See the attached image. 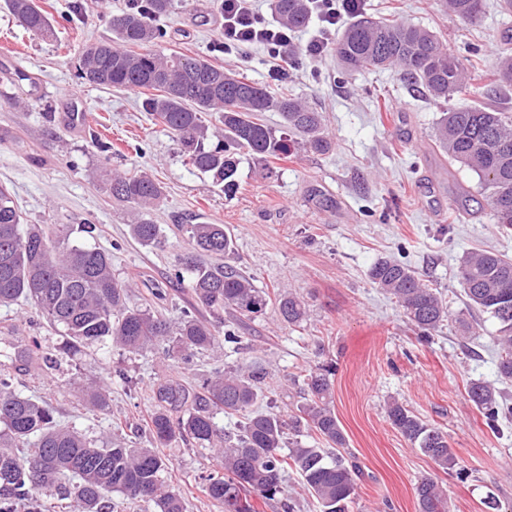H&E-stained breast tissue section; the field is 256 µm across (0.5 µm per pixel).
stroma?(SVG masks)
Here are the masks:
<instances>
[{"mask_svg": "<svg viewBox=\"0 0 512 512\" xmlns=\"http://www.w3.org/2000/svg\"><path fill=\"white\" fill-rule=\"evenodd\" d=\"M54 32L27 29L0 8V185L11 191L31 224H81L97 230L86 246L108 252L112 270L129 284L128 302L150 307L170 323L189 306L188 282H177V256L188 250L180 226L203 214L225 225L235 239L229 265L254 278L269 296L300 294L308 317L297 326L274 308L254 318L225 314L235 341L177 363L155 354L130 357L109 345L60 355L56 367L20 364L16 388L47 401L57 421L89 436L121 434L130 445L151 444L146 420L154 390L165 380L200 387L219 366L247 364L265 376L260 412L292 414L309 370L333 365V406L347 440V455L361 468L349 512H418L415 485L433 478L448 493L452 512H512V419L490 429L469 400L470 382L492 384L512 404V382L497 373L496 324L468 305L459 283L460 258L493 250L512 258V229L490 214L473 218L455 201L477 191L471 172L449 162L434 127L444 110L422 87L394 70L346 74L335 50L303 60L288 82L275 84L260 48L242 56L216 51L221 18L213 0H174L159 21L165 36L157 50L199 57L246 76L270 91L293 94L323 112L333 139L329 153L299 150L283 160L249 159L239 167L236 192L188 169L182 146L142 107L138 90L84 83L78 76L84 44L112 35V16L127 0H43ZM367 16H387L434 34L471 71V101L512 108V90L488 79L512 35V13L500 0H483L477 20L465 23L445 0H364ZM84 97L86 123L72 130L61 119L70 94ZM111 144L110 153L99 149ZM112 169L150 174L165 189L149 214L167 240L157 250L137 243L125 205L103 180ZM382 257L415 269L448 303V319L430 341H420L394 299L368 278ZM36 339L45 349L61 338L34 305L0 306V327ZM122 377H115V370ZM103 382L109 409L88 408L82 392ZM399 401L441 428L457 456L442 471L393 428L387 405ZM164 478L178 488L186 512H222L199 488L217 466L214 455L190 442L172 444Z\"/></svg>", "mask_w": 512, "mask_h": 512, "instance_id": "obj_1", "label": "stroma"}]
</instances>
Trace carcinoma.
<instances>
[{"instance_id": "obj_1", "label": "carcinoma", "mask_w": 512, "mask_h": 512, "mask_svg": "<svg viewBox=\"0 0 512 512\" xmlns=\"http://www.w3.org/2000/svg\"><path fill=\"white\" fill-rule=\"evenodd\" d=\"M6 8L28 29L53 34L51 19L39 0H4ZM173 0H146L113 19V37L85 45L81 78L85 83L117 89H146L143 101L154 116L180 140L187 166L237 189L241 158H286L297 149L323 154L330 150L323 113L290 95H274L266 87L182 53L150 49L164 37L155 22L169 13ZM280 23L294 30L308 26L306 0H272ZM483 0H448L449 10L463 21L476 20ZM336 55L344 71L395 69L444 104L465 91L470 74L461 61L430 31L411 23H392L360 15L343 31ZM494 79L512 87V54L502 52ZM217 114L219 126L204 114ZM278 112L283 128L259 119ZM216 146H209L212 140ZM435 140L452 162L473 172L481 198L475 211L486 208L495 220L512 227V113L492 105L450 106L439 118ZM112 198L134 211L132 236L144 245H165L160 226L145 218L164 189L148 174L110 173ZM24 218L5 186H0V305L20 300L33 304L62 337L58 350L77 354L93 344H111L130 354L157 351L177 363L207 351L219 331L191 312L175 326L148 308L126 305L127 285L112 274L107 252L78 245L74 233L92 234L93 224H37L22 230ZM190 251L178 256L177 277L189 278L193 306L213 315L225 311L250 317L263 313L270 298L254 279L222 263L201 257H228L234 240L222 224L185 225ZM460 283L470 305L498 325V374L512 380V259L491 251L474 252L460 264ZM377 287L393 296L407 321L427 341L448 318V304L408 265L381 258L368 271ZM277 310L289 325L307 315L304 299L291 292L279 295ZM30 356L10 341L0 349V512H54L44 500L53 493L67 500L69 512H122L121 502L138 501L154 512H184L182 494L166 484L168 459L156 448L129 446L119 439H91L61 426L45 402L16 391L14 362ZM333 370L318 365L307 375L303 402L285 419L257 412L259 372L240 365L217 368L197 390L177 381L159 385L156 408L148 424L162 448L190 440L217 452L219 469L203 478L207 496L224 512H255L250 495L281 496L282 512L295 504L284 495V474L295 469L319 512H348L356 490L357 463L330 453L313 442H293L283 452L285 430L304 429L336 448L345 435L331 406ZM89 405L107 410L106 391L86 389ZM468 397L495 428L503 415L500 393L485 382H473ZM242 417L240 434L231 438L216 421V411ZM391 425L443 470L457 465L448 435L425 423L398 401L387 407ZM418 512H450L448 494L432 479L415 487Z\"/></svg>"}]
</instances>
